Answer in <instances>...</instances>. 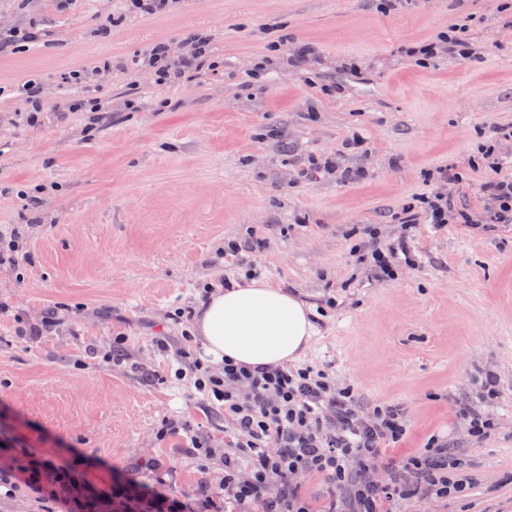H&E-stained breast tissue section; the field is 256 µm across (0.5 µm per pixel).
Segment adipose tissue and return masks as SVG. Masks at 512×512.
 Listing matches in <instances>:
<instances>
[{
  "label": "adipose tissue",
  "instance_id": "1",
  "mask_svg": "<svg viewBox=\"0 0 512 512\" xmlns=\"http://www.w3.org/2000/svg\"><path fill=\"white\" fill-rule=\"evenodd\" d=\"M196 331L213 362L262 367L299 360L313 326L297 294L254 279L213 290L202 303Z\"/></svg>",
  "mask_w": 512,
  "mask_h": 512
}]
</instances>
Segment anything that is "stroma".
Segmentation results:
<instances>
[{
	"mask_svg": "<svg viewBox=\"0 0 512 512\" xmlns=\"http://www.w3.org/2000/svg\"><path fill=\"white\" fill-rule=\"evenodd\" d=\"M125 0H0V33L38 32L0 55V407L22 415L31 449L75 448L96 485L135 472L194 496L216 490L204 460L164 421L224 447V415L169 376L155 340L192 328L204 283L256 273L321 309L302 356L350 386L362 408L396 405L408 432L398 458L447 433L472 478L463 499L386 503L387 512H512V224L403 230L397 213L436 186L481 216L494 202L481 149L512 177V0H178L162 17L126 16ZM125 21L112 31L114 16ZM468 23L473 52L427 66L405 48ZM212 34L217 70L157 83L137 60L164 40L173 55ZM308 45L299 65L274 53ZM87 70L85 83L64 79ZM35 80L44 109L15 93ZM94 100V112L66 102ZM359 149L342 152L345 141ZM338 170L312 178L310 156ZM365 180L344 182L343 169ZM376 227L382 247L406 240L393 276L354 252ZM257 239L240 258L230 240ZM49 330L32 327L46 310ZM126 337L132 364L108 363ZM167 372L143 381L140 367ZM500 395L495 431L473 440L456 416L477 402L481 373Z\"/></svg>",
	"mask_w": 512,
	"mask_h": 512,
	"instance_id": "1",
	"label": "stroma"
}]
</instances>
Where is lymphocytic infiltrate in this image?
Here are the masks:
<instances>
[{"label": "lymphocytic infiltrate", "instance_id": "1", "mask_svg": "<svg viewBox=\"0 0 512 512\" xmlns=\"http://www.w3.org/2000/svg\"><path fill=\"white\" fill-rule=\"evenodd\" d=\"M208 36H198L193 53L171 57L165 43L145 54L157 81L171 75L193 79L208 53ZM428 223H468L447 195L424 197ZM414 208L402 222L414 226ZM174 350L175 375L188 380L203 400L224 413L232 428L224 445V493L262 512H384L385 502L414 498H460L471 479L447 439L430 436L416 454L388 460L384 451L399 443L408 425L400 408L377 406L362 412L354 390L340 387L326 370L285 365L251 368L232 362L205 364L191 347L190 337L177 343L158 340ZM386 462V481L372 479L378 460ZM11 491L27 490L41 500L63 504L68 512H209L212 497L185 500L113 476L108 488L93 489L61 458L33 456L28 463L11 461ZM321 476L333 486V498L322 510L302 492V478Z\"/></svg>", "mask_w": 512, "mask_h": 512}]
</instances>
